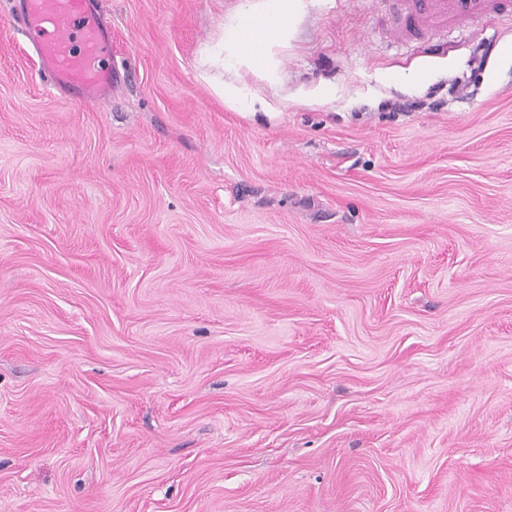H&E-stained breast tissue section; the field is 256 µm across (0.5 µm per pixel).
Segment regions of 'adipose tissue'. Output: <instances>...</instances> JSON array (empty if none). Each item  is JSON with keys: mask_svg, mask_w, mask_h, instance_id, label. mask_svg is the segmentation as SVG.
<instances>
[{"mask_svg": "<svg viewBox=\"0 0 512 512\" xmlns=\"http://www.w3.org/2000/svg\"><path fill=\"white\" fill-rule=\"evenodd\" d=\"M299 5L300 0H275L271 10L261 16L266 34L259 40L255 39L251 33V16H243L226 32L225 66L236 68L242 65L251 67L258 64L263 57L266 45L274 42L287 30L289 20Z\"/></svg>", "mask_w": 512, "mask_h": 512, "instance_id": "adipose-tissue-1", "label": "adipose tissue"}]
</instances>
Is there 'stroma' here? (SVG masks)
Wrapping results in <instances>:
<instances>
[{
	"mask_svg": "<svg viewBox=\"0 0 512 512\" xmlns=\"http://www.w3.org/2000/svg\"><path fill=\"white\" fill-rule=\"evenodd\" d=\"M16 6L0 512H512V17L407 42L302 0L228 68L270 0H98L85 100ZM300 0H275L269 12L262 15H245L238 23L229 28L224 40L225 67H252L263 57L265 47L278 39L288 28L292 14L300 5ZM259 17L265 27L266 34L256 40L250 30L253 20ZM227 51V53H226Z\"/></svg>",
	"mask_w": 512,
	"mask_h": 512,
	"instance_id": "35a3bbf8",
	"label": "stroma"
}]
</instances>
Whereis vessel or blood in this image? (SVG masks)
Instances as JSON below:
<instances>
[{
  "mask_svg": "<svg viewBox=\"0 0 512 512\" xmlns=\"http://www.w3.org/2000/svg\"><path fill=\"white\" fill-rule=\"evenodd\" d=\"M408 38L418 40L487 18L507 0H387ZM17 13L32 35L52 85L92 100L112 88L106 29L91 0H20Z\"/></svg>",
  "mask_w": 512,
  "mask_h": 512,
  "instance_id": "b4317fda",
  "label": "vessel or blood"
}]
</instances>
